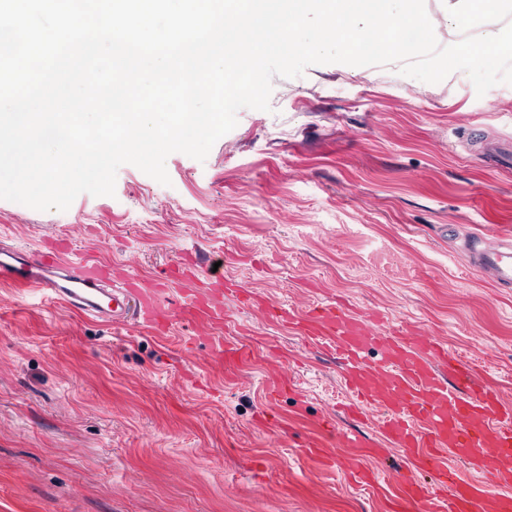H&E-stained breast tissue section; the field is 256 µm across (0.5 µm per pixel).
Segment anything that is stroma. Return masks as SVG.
Here are the masks:
<instances>
[{
  "label": "stroma",
  "instance_id": "obj_1",
  "mask_svg": "<svg viewBox=\"0 0 512 512\" xmlns=\"http://www.w3.org/2000/svg\"><path fill=\"white\" fill-rule=\"evenodd\" d=\"M270 106L239 110L205 161L169 155L170 185L125 164L114 196L64 211L0 199V238L24 251L63 243L147 281L219 255L267 304L225 298L224 338L255 352L229 378L204 330L115 326L0 284V512H390L403 449L362 459L374 483L304 450L349 398L281 318L305 306L428 332L512 400V286L461 250L512 233V167L467 143L512 140V85L480 96L456 71L418 92L398 64L333 63L274 78ZM279 360L298 388L278 398L284 429H262Z\"/></svg>",
  "mask_w": 512,
  "mask_h": 512
}]
</instances>
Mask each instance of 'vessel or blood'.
Wrapping results in <instances>:
<instances>
[{"instance_id":"obj_1","label":"vessel or blood","mask_w":512,"mask_h":512,"mask_svg":"<svg viewBox=\"0 0 512 512\" xmlns=\"http://www.w3.org/2000/svg\"><path fill=\"white\" fill-rule=\"evenodd\" d=\"M474 267L490 271L499 284H512V241L503 239L479 252ZM0 280L115 325L131 318L159 333L179 323L210 327L217 332L212 339L216 360L244 362L251 356L250 349L226 345L219 335L226 320L219 273L211 275L207 290L191 286L187 275L148 286L90 253L25 254L4 248ZM304 319L309 338L321 340L339 359L355 408L371 407L370 418L381 435L405 450L414 469L435 478L438 488L429 491L406 477L395 512L408 502L416 512H512V495L504 491L512 484V404L480 381L474 361L423 332L380 333L375 314L354 315L324 304L307 309ZM338 446L355 449L361 457L378 453L374 443L323 417L310 433L307 451L321 465L340 464L350 476L367 479L352 459L337 460ZM445 451L472 466L477 478L462 480L457 467L444 465Z\"/></svg>"}]
</instances>
